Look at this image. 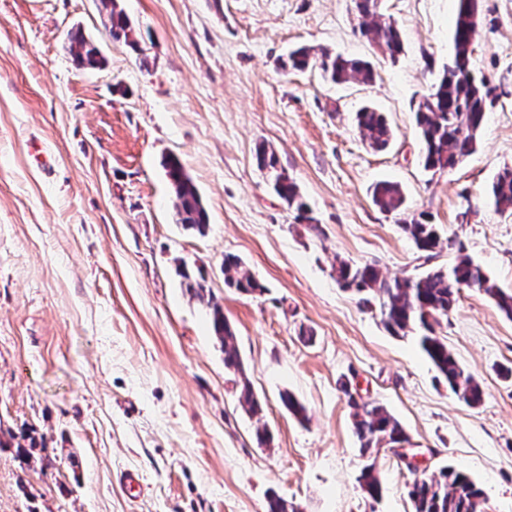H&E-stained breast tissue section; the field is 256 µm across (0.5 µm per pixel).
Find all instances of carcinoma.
Returning a JSON list of instances; mask_svg holds the SVG:
<instances>
[{"label": "carcinoma", "mask_w": 512, "mask_h": 512, "mask_svg": "<svg viewBox=\"0 0 512 512\" xmlns=\"http://www.w3.org/2000/svg\"><path fill=\"white\" fill-rule=\"evenodd\" d=\"M360 18L359 30L368 41L383 53L394 58L403 51L401 34L394 22L378 12L379 0H354ZM99 13L108 35L114 42L137 46L135 30L118 0H99ZM481 21V0H457V12L451 34L453 53L443 66L437 82L415 107V120L423 144L424 168L434 174L456 168L476 151L478 135L502 93L498 83L486 76L476 77L471 69L474 52V34ZM66 50L74 64L83 69H98L105 63L100 47L78 28L68 34ZM285 70L304 71L314 68L333 83H344L352 78L363 82L374 79L371 65L360 59L346 58L327 50L313 55L300 47L281 61ZM358 126L369 146L377 151L386 149L393 133L383 115L372 107L357 113ZM258 165L267 170L273 189L297 212L299 221H311L301 201L297 185L278 168L273 150L261 146L256 154ZM166 175L176 196L175 223L200 234H205L208 213L192 179L185 173L178 158L164 161ZM488 196L495 209L512 215V166L500 169L492 179ZM372 200L382 212L405 213V195L396 183L381 182L373 187ZM403 232L424 254L425 261L435 259L448 245L456 256L448 266H433L415 275L389 279L375 262L356 264L337 260L336 274L343 287L359 296L360 302L377 308L384 327L393 335H416L419 346L436 370L448 383V389L459 401L469 407L481 404L484 391L481 383L468 373L448 348L445 339L438 336L436 327L448 318L459 301L464 288H474L494 301L497 308L512 319V291L500 288L497 282L465 253L461 241L455 237L442 238L439 227L424 215L403 219ZM224 284L241 293L260 289L245 263L236 255H224ZM186 291L210 310L214 335L224 352V366L240 374L239 405L251 415L262 412L259 399L245 376L237 347V337L224 317L221 306L208 293L204 283L185 276ZM341 390L351 409L354 433L362 455L374 448H395L407 441L399 421L382 405L364 400L352 391L349 382ZM17 448L26 462L38 447L31 434L0 433V448ZM357 482L368 496L380 498L382 486L374 466L365 465ZM413 512H483V494L470 476L453 466H445L429 478H416L409 492Z\"/></svg>", "instance_id": "cac0c4a2"}]
</instances>
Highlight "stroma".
Masks as SVG:
<instances>
[{
  "label": "stroma",
  "instance_id": "1",
  "mask_svg": "<svg viewBox=\"0 0 512 512\" xmlns=\"http://www.w3.org/2000/svg\"><path fill=\"white\" fill-rule=\"evenodd\" d=\"M118 4L138 49L111 40L97 0H0V429L43 438L27 466L0 449V512H266L272 492L300 512H412L415 473L448 464L483 491L484 512H512V379L498 373L512 367V320L467 290L438 330L484 388L473 408L334 269L340 257L391 278L423 265L399 216L372 201L391 181L408 215L426 214L512 291V215L487 195L512 165V96L454 170L422 163L414 105L452 52L457 0H381L404 43L394 59L360 36L353 0ZM482 12L471 66L512 75V0H482ZM74 27L99 44L101 69L74 66L64 47ZM298 47L369 61L375 79L283 72ZM366 105L393 131L385 150L356 126ZM262 144L312 224L259 168ZM171 155L207 208L205 235L174 221ZM228 253L260 292L225 287ZM184 269L204 277L234 328L261 417L239 406ZM344 380L401 423L418 460L413 473L379 449L377 501L356 481L366 459ZM127 469L145 486L134 503L118 482Z\"/></svg>",
  "mask_w": 512,
  "mask_h": 512
}]
</instances>
